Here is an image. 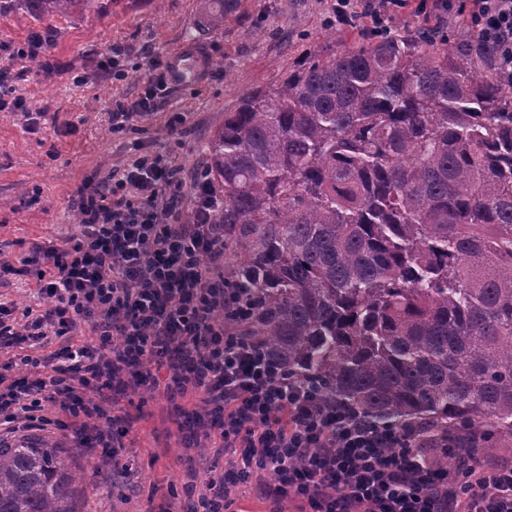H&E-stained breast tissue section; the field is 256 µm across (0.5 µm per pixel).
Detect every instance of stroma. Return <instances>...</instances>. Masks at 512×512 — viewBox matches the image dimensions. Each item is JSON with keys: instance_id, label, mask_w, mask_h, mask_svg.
<instances>
[{"instance_id": "1", "label": "stroma", "mask_w": 512, "mask_h": 512, "mask_svg": "<svg viewBox=\"0 0 512 512\" xmlns=\"http://www.w3.org/2000/svg\"><path fill=\"white\" fill-rule=\"evenodd\" d=\"M81 15L57 19L43 73L24 50L38 21L21 12L0 14V65L11 66L27 112H0V258L16 261L34 244L76 237L71 198L84 178L104 177L137 156L166 150L183 178L208 165V142L246 92L275 84L301 54L320 55L369 42L361 27L331 30V0H237L221 29H210L208 0H95ZM127 55L124 80L100 68L113 46ZM174 56L197 50L208 73L175 85L137 131L110 132L113 101L138 99L147 81L145 50ZM182 116L177 134L167 122ZM132 427L121 458L131 471L96 468L99 449L81 448L70 434L31 430L29 438L66 449L82 480L78 512H177L187 470L179 418L163 395L131 394L121 401Z\"/></svg>"}]
</instances>
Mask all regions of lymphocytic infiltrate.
Masks as SVG:
<instances>
[{
  "instance_id": "lymphocytic-infiltrate-1",
  "label": "lymphocytic infiltrate",
  "mask_w": 512,
  "mask_h": 512,
  "mask_svg": "<svg viewBox=\"0 0 512 512\" xmlns=\"http://www.w3.org/2000/svg\"><path fill=\"white\" fill-rule=\"evenodd\" d=\"M408 7L439 26L469 14L512 65V0H333L326 24L362 20L370 35L387 34ZM148 69L143 95L113 104L112 133L135 131L178 81L163 58ZM71 203L80 237L0 261V272L35 275L37 301L18 314L0 303V345L30 349L20 358L28 374L0 375V433L51 425L95 439L117 466L131 427L115 411L121 398L188 397L185 448L215 460L237 449L241 462L186 483L181 512H229L230 491L251 476L264 499L297 501L298 512H512V460L485 463L452 434L421 448L407 432L323 406L243 335L244 292L224 273V195L207 168L186 182L166 155L143 154L120 175L84 181ZM50 338L59 348L34 356ZM442 447L454 465L439 466Z\"/></svg>"
}]
</instances>
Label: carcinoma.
I'll list each match as a JSON object with an SVG mask.
<instances>
[{
	"instance_id": "obj_1",
	"label": "carcinoma",
	"mask_w": 512,
	"mask_h": 512,
	"mask_svg": "<svg viewBox=\"0 0 512 512\" xmlns=\"http://www.w3.org/2000/svg\"><path fill=\"white\" fill-rule=\"evenodd\" d=\"M37 21L95 0H5ZM231 0H212L211 29ZM467 25L395 30L247 92L209 141L245 324L320 400L512 437V80ZM68 452L0 447V512H76Z\"/></svg>"
}]
</instances>
